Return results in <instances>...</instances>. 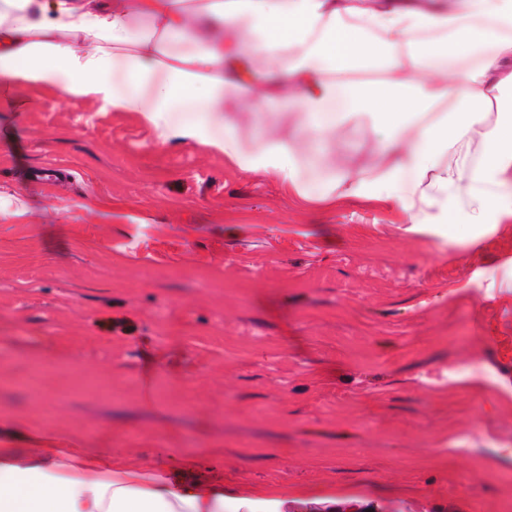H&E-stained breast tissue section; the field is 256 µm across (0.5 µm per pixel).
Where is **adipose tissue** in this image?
<instances>
[{
	"instance_id": "obj_1",
	"label": "adipose tissue",
	"mask_w": 512,
	"mask_h": 512,
	"mask_svg": "<svg viewBox=\"0 0 512 512\" xmlns=\"http://www.w3.org/2000/svg\"><path fill=\"white\" fill-rule=\"evenodd\" d=\"M224 36L199 40L198 23ZM83 37L89 51L74 42ZM382 72L379 82L336 80ZM0 76L99 98L141 113L248 173L276 177L305 199L395 204L413 226L512 218V0H0ZM295 109L324 144L352 124L377 134L365 172L343 166L309 189L301 160L269 135L244 150L228 115L270 100ZM304 486L225 487L181 469L134 467L109 453L0 448V512H284L323 500Z\"/></svg>"
}]
</instances>
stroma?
I'll use <instances>...</instances> for the list:
<instances>
[{
    "mask_svg": "<svg viewBox=\"0 0 512 512\" xmlns=\"http://www.w3.org/2000/svg\"><path fill=\"white\" fill-rule=\"evenodd\" d=\"M231 118L311 150L280 102ZM375 139L348 126L327 173ZM0 428L336 491L288 512H512V219L411 232L0 77Z\"/></svg>",
    "mask_w": 512,
    "mask_h": 512,
    "instance_id": "35a3bbf8",
    "label": "stroma"
}]
</instances>
